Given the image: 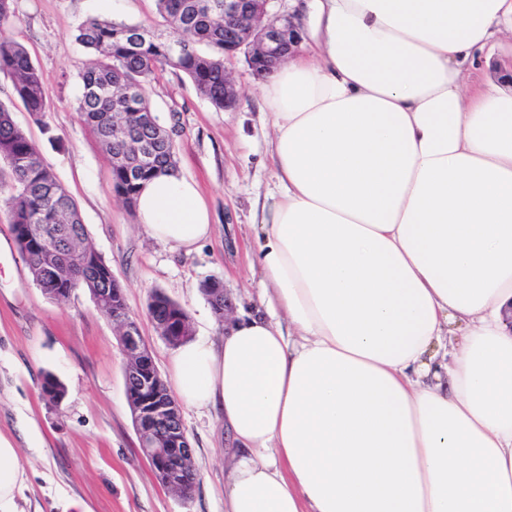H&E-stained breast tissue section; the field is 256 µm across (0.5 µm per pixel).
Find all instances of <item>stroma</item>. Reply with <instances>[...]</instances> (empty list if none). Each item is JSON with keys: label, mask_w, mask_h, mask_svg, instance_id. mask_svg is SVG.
Returning a JSON list of instances; mask_svg holds the SVG:
<instances>
[{"label": "stroma", "mask_w": 512, "mask_h": 512, "mask_svg": "<svg viewBox=\"0 0 512 512\" xmlns=\"http://www.w3.org/2000/svg\"><path fill=\"white\" fill-rule=\"evenodd\" d=\"M93 17L152 26L156 0H16L11 34L36 64L50 110L35 120L4 72L0 105L76 201L90 243L122 286L167 379L175 349L147 314L152 291L185 309L193 339L215 344L224 327L201 290L205 280L221 281L236 309L261 307L254 213L278 190L270 121L261 83L241 54L225 62L241 95L231 111L216 109L183 73L169 69L148 83L144 94L172 132L177 173L198 183L214 226L211 237L190 252L150 238L116 196L110 160L77 110L79 73L91 55L76 42L75 31ZM11 180L0 159V434L14 444L24 473L16 512H61L68 499L83 501L91 512H224L226 455L233 442L223 418L182 408L199 481L186 499L163 488L138 453L118 330L87 291L56 301L34 284L9 221ZM47 372L66 387L60 403L41 396Z\"/></svg>", "instance_id": "obj_1"}]
</instances>
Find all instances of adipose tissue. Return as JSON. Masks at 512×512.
I'll use <instances>...</instances> for the list:
<instances>
[{"instance_id":"obj_1","label":"adipose tissue","mask_w":512,"mask_h":512,"mask_svg":"<svg viewBox=\"0 0 512 512\" xmlns=\"http://www.w3.org/2000/svg\"><path fill=\"white\" fill-rule=\"evenodd\" d=\"M262 84L274 176L266 313L183 344L174 390L235 447L224 512H512V0H314ZM136 211L190 251L213 225L162 173ZM22 471L0 436V512Z\"/></svg>"}]
</instances>
